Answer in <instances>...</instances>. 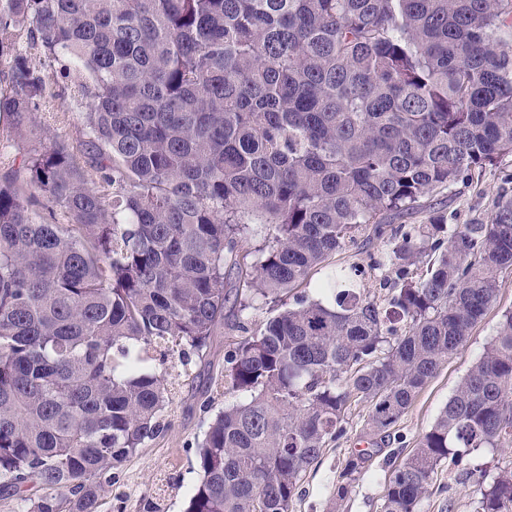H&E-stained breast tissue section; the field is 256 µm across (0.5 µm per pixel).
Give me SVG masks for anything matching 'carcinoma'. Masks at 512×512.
Listing matches in <instances>:
<instances>
[{
    "label": "carcinoma",
    "mask_w": 512,
    "mask_h": 512,
    "mask_svg": "<svg viewBox=\"0 0 512 512\" xmlns=\"http://www.w3.org/2000/svg\"><path fill=\"white\" fill-rule=\"evenodd\" d=\"M4 60L15 129L53 83L87 136L81 162L55 142L0 175V494L27 512H98L169 402L142 353L188 361L226 325L224 393L247 399L209 423L185 512H290L351 401L361 440L390 436L512 269V198L488 224L386 223L512 156V0H0ZM366 224L392 245L384 303L336 272L288 306ZM258 302L281 310L251 331ZM504 439L511 312L383 512H419L442 461ZM479 495L512 512V469Z\"/></svg>",
    "instance_id": "1"
}]
</instances>
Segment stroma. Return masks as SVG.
Listing matches in <instances>:
<instances>
[{
	"label": "stroma",
	"mask_w": 512,
	"mask_h": 512,
	"mask_svg": "<svg viewBox=\"0 0 512 512\" xmlns=\"http://www.w3.org/2000/svg\"><path fill=\"white\" fill-rule=\"evenodd\" d=\"M80 105L72 93L48 86L40 112L26 124V136H10L11 116H0V172L11 166L24 148L56 141L80 148L85 132L78 119ZM512 196V156L487 168L467 184L424 197L417 210L406 216L409 224L428 223L437 211L447 214L452 224L491 221L495 203L502 195ZM390 247L365 229L357 244L336 252L327 270L356 268L362 271L365 295L379 296L378 283L389 267L374 268L384 261ZM512 312V270L503 271L495 302L472 328L465 346L451 356L416 396L412 406L392 430L390 443L379 444L363 473L352 481L346 498L332 503L331 496L349 457L360 447L359 434L367 417L364 404L347 409L341 438L329 442L320 459L301 477L291 503V512H382L385 487L394 469L414 451L419 437L436 420L439 412L470 367L494 337L504 314ZM238 331L224 328L212 336L203 357L188 365L180 362L147 361L146 369L162 372L171 399L161 413V430L139 452L112 470V480L103 484L99 512H184L200 479L196 448L217 411L234 401L224 392V354L239 339ZM472 471L442 464L421 502L420 512H476L480 472L490 473L512 466V441L497 449L475 452Z\"/></svg>",
	"instance_id": "1"
}]
</instances>
